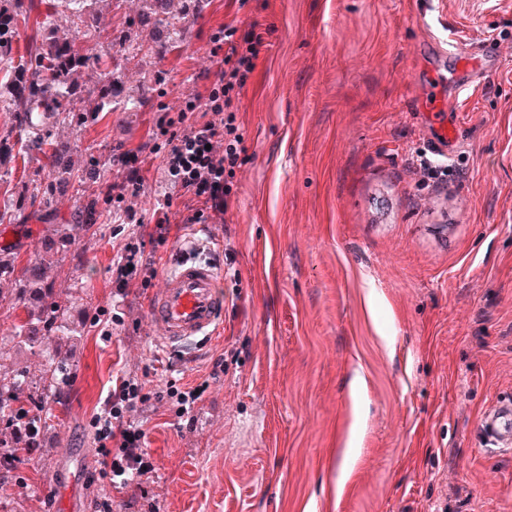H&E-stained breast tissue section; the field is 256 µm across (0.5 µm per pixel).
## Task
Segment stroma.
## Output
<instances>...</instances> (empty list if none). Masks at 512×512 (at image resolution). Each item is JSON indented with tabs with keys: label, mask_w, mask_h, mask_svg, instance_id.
Instances as JSON below:
<instances>
[{
	"label": "stroma",
	"mask_w": 512,
	"mask_h": 512,
	"mask_svg": "<svg viewBox=\"0 0 512 512\" xmlns=\"http://www.w3.org/2000/svg\"><path fill=\"white\" fill-rule=\"evenodd\" d=\"M53 0H23L14 56L26 54ZM100 52L131 28L140 0H102ZM53 14V13H50ZM69 28L67 14H53ZM259 24L264 47L237 103L248 158L224 223L186 224L157 250L166 272L181 243L223 263L220 333L190 360L166 351L130 284L118 302L110 203L78 233L56 288L87 316L120 313L111 339L94 327L50 338L74 377L37 448L0 464V512H512V451L477 436L483 415L512 399V0H207L186 42L143 47L122 65L137 112H101L56 132L98 152L142 151L145 183L128 203L149 216L165 192L152 113L204 92L219 64L208 37ZM485 48L490 66L458 98L448 171L424 176L421 108L448 102L437 85L454 59L439 45ZM0 210L18 266L48 224H70L83 200L58 197L48 219L25 198L49 170L13 151ZM224 358V373L210 376ZM146 390L206 384L192 421L153 400L132 414L155 466L117 492L99 475L90 422L116 377Z\"/></svg>",
	"instance_id": "35a3bbf8"
}]
</instances>
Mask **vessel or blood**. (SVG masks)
Segmentation results:
<instances>
[{
	"label": "vessel or blood",
	"instance_id": "vessel-or-blood-1",
	"mask_svg": "<svg viewBox=\"0 0 512 512\" xmlns=\"http://www.w3.org/2000/svg\"><path fill=\"white\" fill-rule=\"evenodd\" d=\"M427 140L432 154L449 158L454 153L458 115L432 107L425 112ZM157 335L166 346L209 336L224 314L222 281L211 263L188 257L167 272L163 288L150 303ZM479 431L491 449L512 448V401L500 404L481 420Z\"/></svg>",
	"mask_w": 512,
	"mask_h": 512
}]
</instances>
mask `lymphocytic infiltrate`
<instances>
[{"mask_svg":"<svg viewBox=\"0 0 512 512\" xmlns=\"http://www.w3.org/2000/svg\"><path fill=\"white\" fill-rule=\"evenodd\" d=\"M264 45L256 26L238 30L221 27L210 38V54L222 66L205 93L188 94L182 108L166 107L153 113L154 152L162 156L163 179L167 186L150 220L137 217L125 206L127 194L144 181L145 160L140 152L123 151L120 164L125 177L107 184L103 193L113 204L116 232L125 236L114 261L117 295H125L130 281L141 290L153 287L158 275L154 257L147 248L165 245L178 224H220L237 194L236 173L247 160V147L234 103L247 86ZM134 232H126V225ZM204 391L203 386H177L168 381L165 391L154 398L167 401L176 417L190 416ZM143 385L134 378H118L92 426L101 457V475L116 489L130 478L143 476L152 461L143 448L146 433L129 415L149 402Z\"/></svg>","mask_w":512,"mask_h":512,"instance_id":"f902f5d3","label":"lymphocytic infiltrate"}]
</instances>
